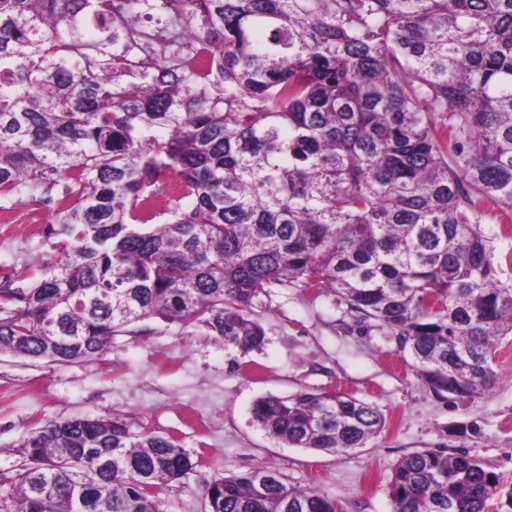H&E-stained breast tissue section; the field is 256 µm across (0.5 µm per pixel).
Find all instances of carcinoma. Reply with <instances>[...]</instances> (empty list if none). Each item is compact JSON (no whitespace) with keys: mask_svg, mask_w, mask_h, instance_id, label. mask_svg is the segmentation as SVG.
Segmentation results:
<instances>
[{"mask_svg":"<svg viewBox=\"0 0 512 512\" xmlns=\"http://www.w3.org/2000/svg\"><path fill=\"white\" fill-rule=\"evenodd\" d=\"M485 198L512 212V0H0V210L54 208L62 247L34 281H0L1 354L98 358L159 319L246 355L259 297L326 289L398 336L436 397L475 399L512 335ZM252 416L334 454L385 426L309 391ZM18 448L0 512H158L195 468L123 415L51 420ZM502 492L446 448L388 483L392 512H484ZM204 509L337 512L267 466L208 483Z\"/></svg>","mask_w":512,"mask_h":512,"instance_id":"obj_1","label":"carcinoma"}]
</instances>
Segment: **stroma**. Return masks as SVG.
<instances>
[{
    "mask_svg": "<svg viewBox=\"0 0 512 512\" xmlns=\"http://www.w3.org/2000/svg\"><path fill=\"white\" fill-rule=\"evenodd\" d=\"M482 229L499 279L512 285V233L501 234L500 212L484 200ZM44 224H0V268L27 283L57 255ZM255 313L262 348L242 356L193 328L144 321L112 339L101 360L56 363L0 355V473L23 466L22 437L50 420L126 414L174 436L194 470L159 496V512H204L203 489L214 479L259 466L290 485L315 487L340 512H391L388 482L402 456L426 448L467 453L512 487V336L496 352L498 382L485 397H435L417 379L409 354L374 323H355L328 292L275 288ZM300 391L352 395L375 404L386 425L365 447L331 455L287 447L252 420L266 395Z\"/></svg>",
    "mask_w": 512,
    "mask_h": 512,
    "instance_id": "35a3bbf8",
    "label": "stroma"
}]
</instances>
